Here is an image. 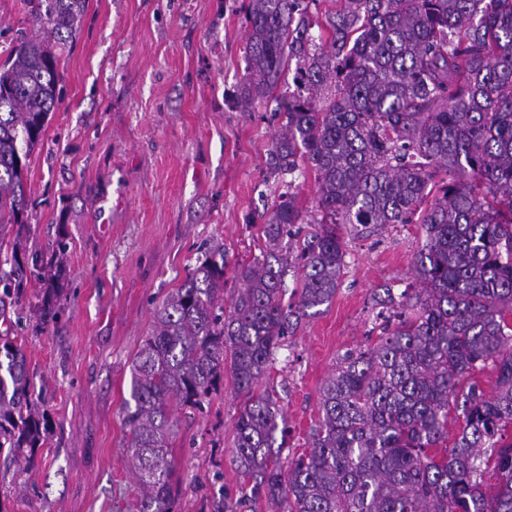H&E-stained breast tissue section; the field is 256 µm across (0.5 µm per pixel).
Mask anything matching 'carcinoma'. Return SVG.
Here are the masks:
<instances>
[{"label": "carcinoma", "mask_w": 512, "mask_h": 512, "mask_svg": "<svg viewBox=\"0 0 512 512\" xmlns=\"http://www.w3.org/2000/svg\"><path fill=\"white\" fill-rule=\"evenodd\" d=\"M336 2L325 40L311 34L307 0H248L239 104L277 103L269 169L283 179L310 168L318 206L308 214L279 194L229 310L220 249L155 310L126 402L132 512H173L170 402L201 408L226 365L244 393L234 440L243 498L274 512H512V0ZM84 4L27 0L38 34L0 62V303L40 282L43 323L67 243L47 262L6 229L28 211V158L63 93L54 48L75 37ZM292 67L296 90L274 96ZM391 224L420 227L419 287L374 294L378 339L324 380L311 442L285 471L286 421L259 383L301 320L336 296L342 233ZM290 273L301 285L286 303ZM489 364L490 396L473 378ZM47 440L25 353L0 336L4 465L34 463Z\"/></svg>", "instance_id": "cac0c4a2"}]
</instances>
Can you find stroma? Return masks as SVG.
Returning a JSON list of instances; mask_svg holds the SVG:
<instances>
[{"mask_svg": "<svg viewBox=\"0 0 512 512\" xmlns=\"http://www.w3.org/2000/svg\"><path fill=\"white\" fill-rule=\"evenodd\" d=\"M246 0H86L79 31L60 51L64 96L29 158L30 248L68 244L57 315L7 334L22 345L33 398L50 434L30 467H0L10 512H127L134 481L125 452L133 360L153 314L198 257L224 250V294L238 264L264 248L261 228L284 187L268 148L272 107L243 112ZM24 0H0V59L31 35ZM415 224L346 237L335 297L305 319L261 381L288 426L282 458L306 448L319 389L340 356L375 343L372 294L414 280ZM242 396L232 373L201 409L173 407L174 512L241 503L232 453Z\"/></svg>", "mask_w": 512, "mask_h": 512, "instance_id": "obj_1", "label": "stroma"}]
</instances>
